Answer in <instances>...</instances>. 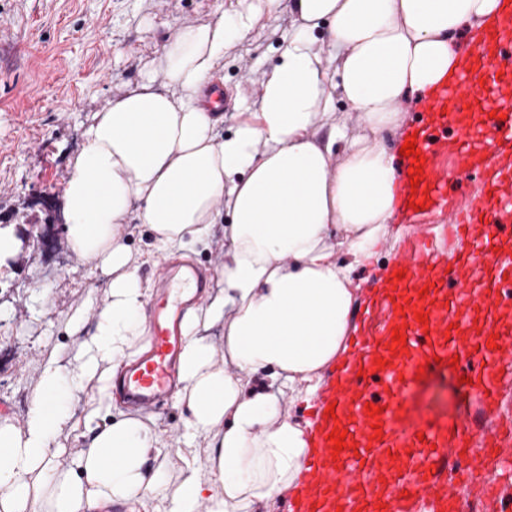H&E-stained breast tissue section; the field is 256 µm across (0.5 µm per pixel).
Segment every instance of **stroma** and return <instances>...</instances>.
Wrapping results in <instances>:
<instances>
[{
  "instance_id": "35a3bbf8",
  "label": "stroma",
  "mask_w": 512,
  "mask_h": 512,
  "mask_svg": "<svg viewBox=\"0 0 512 512\" xmlns=\"http://www.w3.org/2000/svg\"><path fill=\"white\" fill-rule=\"evenodd\" d=\"M215 6L216 0H0V225L18 232L51 229L38 248L19 250L0 267V416L19 420L25 414L39 349L78 344L74 337L43 335L42 323L32 318L30 284L47 285L54 320L103 286L64 239L62 193L87 124L140 81L183 24L207 22ZM291 17L281 0L225 56V87L246 96L225 113L222 135L234 132L240 113L258 110L259 79L286 43L283 23ZM447 222L441 213L402 219L377 264L359 271V278L381 277L418 225L439 249L451 250ZM461 374L448 367L416 381L406 401L410 420L452 426L473 414L474 395Z\"/></svg>"
}]
</instances>
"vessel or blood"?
<instances>
[{
  "label": "vessel or blood",
  "instance_id": "b4317fda",
  "mask_svg": "<svg viewBox=\"0 0 512 512\" xmlns=\"http://www.w3.org/2000/svg\"><path fill=\"white\" fill-rule=\"evenodd\" d=\"M512 75V14L489 29L478 54L466 57L464 69L452 87H440L425 97L429 119L413 126L417 154L403 161L406 177L403 199L424 203L426 210L448 209L445 192L448 173L469 177L484 167L487 158L497 168L483 183L477 205L449 211L448 235L459 250H436L425 238L396 258L397 278L390 281L388 321L380 334L361 328L351 350L353 372L340 390H328L325 402L313 408L325 423V432H345L343 451L323 440L321 454L308 455L302 480L306 486L324 485L329 512H410L411 499L429 497L431 512H463L459 501H449L439 475L444 466L464 457L469 426L456 428L432 422L406 423L405 393L420 369H435L437 361L461 355L458 346L442 343L449 331L467 333L465 316L449 313L435 299L455 285L461 300L499 309L512 303V255L489 249L505 225L512 224V96L502 94V78ZM421 172L419 187L408 175ZM483 268L494 277L489 293L467 286L469 272ZM156 293L149 306V345L144 354L115 381L116 392L127 402L156 409L172 398L177 385L176 364L182 346L180 323L185 309L201 300L203 275L195 267L159 261L154 268ZM425 315L419 323L417 315ZM406 342L394 346L393 332ZM481 336L490 362L473 381L483 407L495 405L499 367L512 365V326L489 322ZM369 378L381 380L380 392L366 391ZM354 396L351 415L326 417L329 404L341 394ZM379 407L370 415L369 406ZM415 447L422 465L418 476L404 480L398 466L407 447ZM392 453L390 467L378 472L374 462Z\"/></svg>",
  "mask_w": 512,
  "mask_h": 512
}]
</instances>
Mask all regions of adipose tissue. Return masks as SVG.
<instances>
[{
	"label": "adipose tissue",
	"mask_w": 512,
	"mask_h": 512,
	"mask_svg": "<svg viewBox=\"0 0 512 512\" xmlns=\"http://www.w3.org/2000/svg\"><path fill=\"white\" fill-rule=\"evenodd\" d=\"M295 25L229 136L203 99L279 0H229L183 25L133 88L93 114L63 190L65 242L104 277L64 324L75 353L39 352L22 421L0 417V512H268L299 493L325 371L344 373L354 276L381 253L400 183L385 143L404 100L454 81L506 0H289ZM347 109H336L337 100ZM140 210H133L134 202ZM147 225L150 249L126 242ZM223 236L216 286L184 312L174 430L122 408L115 378L145 347L140 268ZM350 262L338 259L339 252ZM220 327L221 342L209 335ZM82 440L67 455L64 439ZM206 447L177 472L167 460Z\"/></svg>",
	"instance_id": "obj_1"
}]
</instances>
